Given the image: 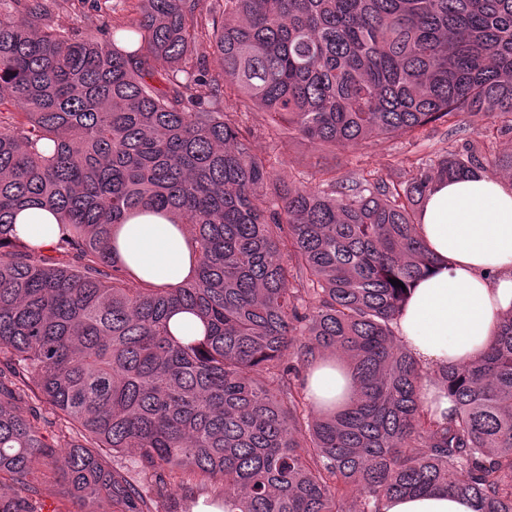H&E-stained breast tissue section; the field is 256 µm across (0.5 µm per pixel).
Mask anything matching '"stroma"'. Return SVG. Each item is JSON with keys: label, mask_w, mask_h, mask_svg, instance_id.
<instances>
[{"label": "stroma", "mask_w": 512, "mask_h": 512, "mask_svg": "<svg viewBox=\"0 0 512 512\" xmlns=\"http://www.w3.org/2000/svg\"><path fill=\"white\" fill-rule=\"evenodd\" d=\"M123 14V0H50L47 22L61 32L80 31L99 37L111 27L113 17ZM229 105L234 111L240 112L244 125L252 129L254 152L275 157L278 167L291 170L297 180L307 185L314 183L317 165L321 162L335 164L348 172L361 168L381 172L389 156L428 159L442 150L461 149L481 142L482 131L496 124L495 118L490 115L473 117L465 114L453 127L427 126L417 139L398 136L380 145L368 143L331 154L319 151L299 137L291 139L286 147H276L268 134L264 112L238 99L230 100Z\"/></svg>", "instance_id": "35a3bbf8"}]
</instances>
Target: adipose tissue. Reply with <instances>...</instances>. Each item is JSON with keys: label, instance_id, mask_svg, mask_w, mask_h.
I'll return each instance as SVG.
<instances>
[{"label": "adipose tissue", "instance_id": "adipose-tissue-1", "mask_svg": "<svg viewBox=\"0 0 512 512\" xmlns=\"http://www.w3.org/2000/svg\"><path fill=\"white\" fill-rule=\"evenodd\" d=\"M419 235L439 263L416 281L394 326L406 350L434 370L470 362L512 312V183L475 171L440 181L421 213ZM16 234L48 251L63 234L47 211L26 208L15 217ZM120 258L138 278L173 287L193 271L192 244L184 230L165 218L129 216L117 236ZM306 387L315 405L346 402L351 377L338 360L318 361ZM383 512H480L470 498L445 492L385 500Z\"/></svg>", "mask_w": 512, "mask_h": 512}]
</instances>
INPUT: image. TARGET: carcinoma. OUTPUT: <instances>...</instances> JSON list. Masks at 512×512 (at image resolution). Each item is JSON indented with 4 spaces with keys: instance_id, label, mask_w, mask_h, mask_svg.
<instances>
[{
    "instance_id": "carcinoma-1",
    "label": "carcinoma",
    "mask_w": 512,
    "mask_h": 512,
    "mask_svg": "<svg viewBox=\"0 0 512 512\" xmlns=\"http://www.w3.org/2000/svg\"><path fill=\"white\" fill-rule=\"evenodd\" d=\"M129 2L110 40L57 34L41 0L0 12V512H41L36 462L85 512H192L198 489L224 512H380L440 491L512 512V312L483 354L433 373L393 328L435 265L426 194L512 175V150L393 157L383 177L323 167L309 186L218 101L330 152L465 112L512 131V0H209L206 22L203 0ZM198 48L223 72L188 65ZM32 206L68 261L12 233ZM145 208L194 243L176 287L111 250ZM177 311L204 335H176ZM333 353L356 389L316 413L306 373ZM431 380L451 417L423 406Z\"/></svg>"
}]
</instances>
